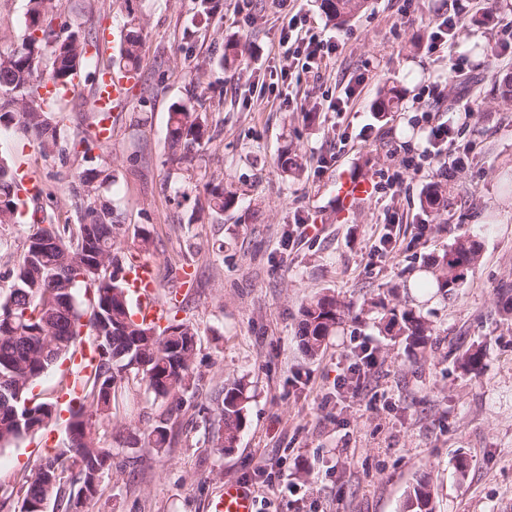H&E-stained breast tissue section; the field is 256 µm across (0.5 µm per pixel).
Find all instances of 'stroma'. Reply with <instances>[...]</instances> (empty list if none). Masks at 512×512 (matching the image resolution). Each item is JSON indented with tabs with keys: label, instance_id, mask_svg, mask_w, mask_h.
Wrapping results in <instances>:
<instances>
[{
	"label": "stroma",
	"instance_id": "obj_1",
	"mask_svg": "<svg viewBox=\"0 0 512 512\" xmlns=\"http://www.w3.org/2000/svg\"><path fill=\"white\" fill-rule=\"evenodd\" d=\"M319 4L285 0L276 12L269 0H216L206 18L198 0H62L60 36L94 28L115 56L127 29L142 33L112 140L85 155L73 149L95 120L88 77L80 93L61 100L64 132L54 153L0 130V155L36 176L44 189L36 206L58 221L76 220L87 205L79 171H111L99 200L123 226L121 256L151 259L161 302L178 304V319L198 331L194 378L180 398L154 396L132 377L112 420L98 422L102 445L114 448L112 467L104 494L84 512H212L228 482L252 486L255 512H403L423 474L436 512H512V321L504 317L512 306V103L498 91L512 60L488 51L499 24L512 21V0H496L492 19L480 0H416L405 19L402 0H368L342 26L328 23ZM300 9L342 46L316 77L278 55L279 28ZM442 13L460 14L463 33L430 56L424 44ZM232 34L248 51L237 69L218 63ZM458 57L468 64L467 81L461 94L439 99ZM201 64L207 71L197 86ZM360 74L365 85L347 112H331L330 101ZM387 82L404 96L382 118L373 106ZM288 91L305 97L313 118L289 107ZM178 101L201 104L208 124L192 172L168 149V115ZM425 111L461 128L456 143L477 140L467 168L405 174L398 192H377L342 212L339 177L375 180L397 170L405 150L427 148L428 128L415 121ZM287 152L306 158L301 177L278 168ZM219 181L232 185L238 203L214 214L206 198ZM438 182L448 188V207L431 216L421 197ZM394 212L399 223L386 224ZM386 233L393 250L385 256L376 248ZM462 235L480 246L466 282L446 294L409 291ZM320 293L350 303L354 316L312 357L296 326L301 303ZM396 304L432 325L426 346L386 333L384 309ZM362 342L379 359L371 387L337 393L338 364ZM476 346L484 351L478 370L458 368L456 354ZM237 380L250 400L239 445L227 452L219 407ZM164 418L169 447H114L117 432L138 435Z\"/></svg>",
	"mask_w": 512,
	"mask_h": 512
}]
</instances>
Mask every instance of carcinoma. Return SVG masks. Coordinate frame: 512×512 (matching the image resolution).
Returning a JSON list of instances; mask_svg holds the SVG:
<instances>
[{
	"mask_svg": "<svg viewBox=\"0 0 512 512\" xmlns=\"http://www.w3.org/2000/svg\"><path fill=\"white\" fill-rule=\"evenodd\" d=\"M366 6V0H321L329 22L343 25ZM58 0H27L26 29H38L42 38H25L8 53L0 54V127L36 140L45 154L53 153L60 139V122L40 106L43 73L58 89H65L80 69H100L99 52L88 53L86 46L98 47L97 35L74 32L64 39L54 37L59 18ZM142 42L129 31L120 50L119 63L129 70L138 66ZM244 63L241 42L224 40L219 64L239 67ZM403 90L386 86L375 103L378 112L398 107ZM206 133V119L190 102L172 105L168 119V146L171 159L193 166ZM282 172L301 174L306 169L302 156L287 155L280 160ZM111 178L104 169L90 168L78 173L88 204L86 213L97 214L95 222L57 224L50 216L30 215L23 253L11 271L12 285L0 299V376L11 378L29 397L33 385L49 369L73 355L76 341L85 334L94 345L98 364L81 381L78 404L70 408L68 430L75 434L78 447L65 445L39 457L23 475L16 496L17 512H37L36 505H53V512L72 509L102 492V477L112 466V448L100 445L93 417L110 420L119 408L122 381L134 375L145 381L157 397H177L190 387L197 350V330L176 319L162 330L156 325L133 319L127 267L117 256L122 225L112 207L97 203V189ZM22 184L17 169L0 158V225L23 224L26 201L18 192ZM236 194L223 183L212 186L210 208L216 214L235 203ZM421 207L432 214L447 207L445 190L429 186ZM91 248L94 255L86 254ZM479 246L468 237L458 238L431 269V285L443 292L459 287L476 261ZM89 295L90 314L80 308L77 290ZM350 313L349 306L334 296H315L299 308L297 336L302 350L317 355L327 338ZM385 328L410 346H420L432 335L431 325L406 305L385 313ZM249 396L245 386L234 382L224 388L220 406L224 450L236 447L245 424ZM10 397L0 386V450L17 446L27 437L45 431L55 419L58 399L39 401L31 409L33 423L24 434L8 421ZM168 428L155 426L142 447L163 448ZM78 468V478L68 475ZM403 512H435L434 497L427 477L419 478L409 492Z\"/></svg>",
	"mask_w": 512,
	"mask_h": 512,
	"instance_id": "1",
	"label": "carcinoma"
}]
</instances>
